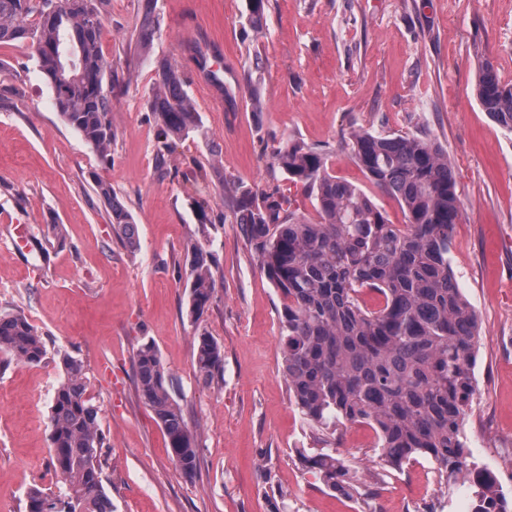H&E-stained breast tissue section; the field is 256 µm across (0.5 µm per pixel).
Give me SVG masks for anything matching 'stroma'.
<instances>
[{
    "instance_id": "1",
    "label": "stroma",
    "mask_w": 512,
    "mask_h": 512,
    "mask_svg": "<svg viewBox=\"0 0 512 512\" xmlns=\"http://www.w3.org/2000/svg\"><path fill=\"white\" fill-rule=\"evenodd\" d=\"M142 3L104 6L101 49L125 75L111 93L107 161L63 122L29 51L0 45V312L24 314L48 347L36 366L0 352V512H25L30 489L63 487L47 429L61 351L81 361L99 409L114 512H456L457 478L439 479L424 459L400 471L384 466L368 425L328 434L302 418L282 373L281 294L241 225L216 220L234 184L285 185L271 151L286 136L327 152L332 174L363 189L390 223H404L397 201L351 161L345 142L356 129L417 134L448 153L462 211L448 261L479 320L467 461L511 500L512 134L484 112L475 84L483 56L512 84V0H268L260 33L246 23L247 0H157L145 46L137 40ZM194 43L218 50L223 85L189 61ZM162 57L182 67L211 137L177 142L163 174L147 108L152 61ZM252 87L263 111L251 109ZM228 90L235 102L225 100ZM211 157L224 169L220 190L199 175ZM99 181L134 215L135 247L109 224ZM198 197L213 223H199ZM50 224L64 225L65 241L46 262L34 240ZM192 240L213 255L217 281L197 321L185 286ZM202 330L224 351V371L208 385L194 373ZM148 340L197 433L190 478L139 395L134 353ZM321 452L345 461L354 497L326 489L305 467L303 456Z\"/></svg>"
}]
</instances>
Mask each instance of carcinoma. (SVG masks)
<instances>
[{"instance_id": "obj_1", "label": "carcinoma", "mask_w": 512, "mask_h": 512, "mask_svg": "<svg viewBox=\"0 0 512 512\" xmlns=\"http://www.w3.org/2000/svg\"><path fill=\"white\" fill-rule=\"evenodd\" d=\"M155 0H146L140 43L155 24ZM103 0H0V43L25 46L54 93L62 120L101 158L111 156L114 131L108 118L112 99L105 75L124 83L116 65L100 49ZM266 0H248L247 24L266 27ZM197 68L212 83L224 84L201 48ZM156 86L148 101L157 132L159 162L187 138L209 139L178 63L155 61ZM483 110L512 134V85L500 80L487 58L476 85ZM352 161L374 186L392 195L406 222L391 224L360 187L328 170L326 154L292 138L278 142L272 166L289 186L316 201L319 221L299 216L291 194L239 183L231 213L245 227L260 269L283 296L279 312L283 374L302 418L329 428L364 423L377 433L381 458L391 469L418 457L441 477L466 463L462 422L475 395L473 366L478 323L448 265L460 200L448 154L415 135L355 130L346 141ZM109 223L133 246L136 223L109 185L96 183ZM64 242L60 224L47 225L41 250ZM189 312L200 320L212 300L216 280L212 254L192 243L185 251ZM381 302L368 308L364 292ZM196 377L205 383L224 369V352L206 331L196 336ZM0 352L39 365L47 356L37 328L21 313H0ZM62 377L48 416L51 465L65 490L28 492L26 512H112L103 487L102 448L106 436L98 408L86 397L83 365L57 353ZM140 397L165 431L172 461L187 477L197 469V435L188 427L154 343L134 355ZM308 468L332 491L358 493L353 477L335 454L307 459ZM475 512H512L493 480L476 473Z\"/></svg>"}]
</instances>
